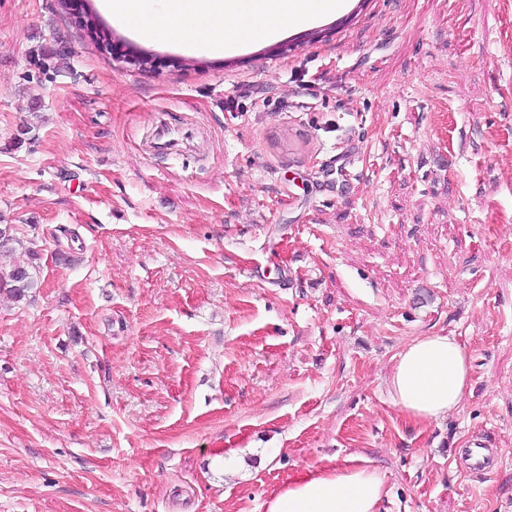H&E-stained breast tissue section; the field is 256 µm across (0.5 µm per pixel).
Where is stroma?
Listing matches in <instances>:
<instances>
[{
  "label": "stroma",
  "mask_w": 512,
  "mask_h": 512,
  "mask_svg": "<svg viewBox=\"0 0 512 512\" xmlns=\"http://www.w3.org/2000/svg\"><path fill=\"white\" fill-rule=\"evenodd\" d=\"M347 3L224 58L112 30L134 64L0 0V224L40 282L0 295V512H265L349 458L380 512H512V0ZM429 335L471 386L414 422L387 381ZM459 459L464 470L469 475L476 477L487 473L493 467V459L486 441L478 436L471 439L468 447L460 448Z\"/></svg>",
  "instance_id": "35a3bbf8"
}]
</instances>
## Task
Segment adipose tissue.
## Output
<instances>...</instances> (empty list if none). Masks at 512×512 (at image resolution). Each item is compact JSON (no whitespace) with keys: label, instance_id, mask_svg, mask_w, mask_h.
Listing matches in <instances>:
<instances>
[{"label":"adipose tissue","instance_id":"1","mask_svg":"<svg viewBox=\"0 0 512 512\" xmlns=\"http://www.w3.org/2000/svg\"><path fill=\"white\" fill-rule=\"evenodd\" d=\"M343 0H100L113 24L146 42H176L188 54L224 57L253 41L336 14ZM470 379L465 348L449 336H421L397 356L388 382L408 419H438L458 409ZM384 481L369 467L310 469L272 491L267 512H377Z\"/></svg>","mask_w":512,"mask_h":512}]
</instances>
